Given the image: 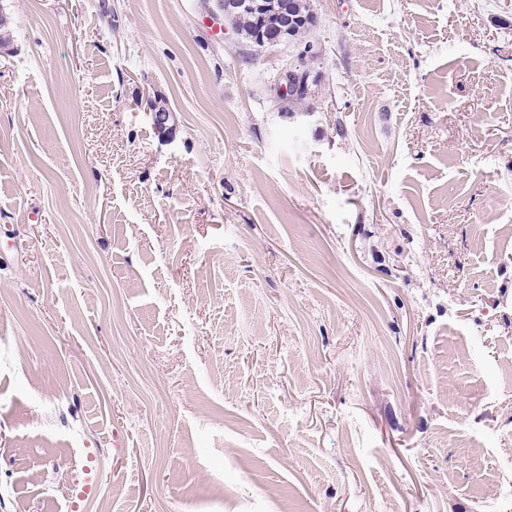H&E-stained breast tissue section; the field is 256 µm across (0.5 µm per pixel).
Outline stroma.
<instances>
[{
	"mask_svg": "<svg viewBox=\"0 0 512 512\" xmlns=\"http://www.w3.org/2000/svg\"><path fill=\"white\" fill-rule=\"evenodd\" d=\"M312 7L0 0V512H512V0ZM296 1H298L297 3H295V9L297 11V14L301 15V17L304 18V21L302 23H298L295 26V30L291 34V37H292L291 39H293L294 42L298 43V42H303V41L307 40L308 36L310 35L311 29H312V28H310V26L313 25L314 16L310 10L311 5L308 0H296ZM308 24H309V26H308ZM308 43H309V41L307 40L303 44V45H305L304 50ZM234 22L235 25L230 22L232 24V28L247 44L249 43L250 46L262 48L263 45H261L256 39L257 25L256 22H254V17L250 7L244 6ZM308 80L309 76L303 70H292L283 74L279 84L272 90V98L279 106L280 112H287L281 110L282 107L287 105L292 112L308 109L307 101L310 94L309 88L306 94H300L298 97L292 99L307 89ZM289 100L290 102L288 104ZM292 112H288V114Z\"/></svg>",
	"mask_w": 512,
	"mask_h": 512,
	"instance_id": "1",
	"label": "stroma"
}]
</instances>
